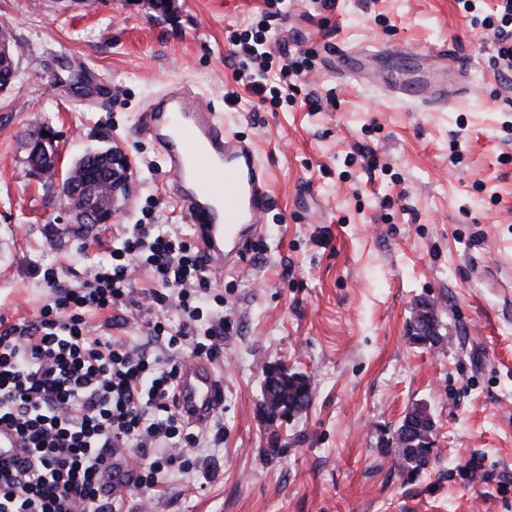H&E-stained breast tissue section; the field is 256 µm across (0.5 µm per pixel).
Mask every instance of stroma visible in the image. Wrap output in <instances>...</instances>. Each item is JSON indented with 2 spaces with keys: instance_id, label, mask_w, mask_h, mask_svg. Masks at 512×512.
I'll list each match as a JSON object with an SVG mask.
<instances>
[{
  "instance_id": "stroma-1",
  "label": "stroma",
  "mask_w": 512,
  "mask_h": 512,
  "mask_svg": "<svg viewBox=\"0 0 512 512\" xmlns=\"http://www.w3.org/2000/svg\"><path fill=\"white\" fill-rule=\"evenodd\" d=\"M498 0H285L267 25L274 51H309L294 101L270 112L234 79L230 36L255 26L264 0H0L22 49L0 92V316L34 320L46 290L35 266L82 275L107 259L124 225L151 210L183 223L159 151L139 126L167 84L182 82L255 143L273 185L268 224L242 264L213 267L230 330L224 445L207 477H174L127 512H512V73L493 64L483 20ZM454 42L467 89L445 107L381 93L368 73L436 77L428 50ZM395 46L341 76L326 46ZM108 96L88 104L91 78ZM240 100L227 107L224 95ZM330 98L309 111L307 93ZM45 122L63 163L116 146L134 162L110 224L68 233L69 217L25 165L23 131ZM438 306L439 348L409 342L416 304ZM309 376L311 405L265 430L261 401L277 365ZM435 423L438 456L414 478L381 451L406 409Z\"/></svg>"
}]
</instances>
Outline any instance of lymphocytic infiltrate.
Instances as JSON below:
<instances>
[{
    "label": "lymphocytic infiltrate",
    "mask_w": 512,
    "mask_h": 512,
    "mask_svg": "<svg viewBox=\"0 0 512 512\" xmlns=\"http://www.w3.org/2000/svg\"><path fill=\"white\" fill-rule=\"evenodd\" d=\"M488 22L494 65L512 72V0ZM236 54L260 60L247 79L261 102L291 98L310 57L289 58L269 86L265 26L233 40ZM210 259L193 230L146 213L117 238L109 259L78 279L56 267L37 269L48 296L35 320L0 319V426L16 430L18 452L0 459V512H123L134 487L159 492L174 472L204 474L208 449L224 443V423L196 428L177 406L189 357L224 355L223 312L204 311ZM150 285L136 289L137 272ZM181 320L171 324L170 310ZM144 317L139 337L123 335L129 311ZM105 313L103 326L90 314ZM133 451L129 484L105 488L114 456Z\"/></svg>",
    "instance_id": "lymphocytic-infiltrate-1"
}]
</instances>
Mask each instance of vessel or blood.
Masks as SVG:
<instances>
[{"label":"vessel or blood","mask_w":512,"mask_h":512,"mask_svg":"<svg viewBox=\"0 0 512 512\" xmlns=\"http://www.w3.org/2000/svg\"><path fill=\"white\" fill-rule=\"evenodd\" d=\"M405 98L449 103L447 83L406 88ZM140 127L161 150L201 248L219 263L240 262L270 211L272 188L253 142L238 138L197 94L179 86L163 90L142 113ZM180 406L198 425L220 406L210 365L190 362L179 384Z\"/></svg>","instance_id":"1"}]
</instances>
